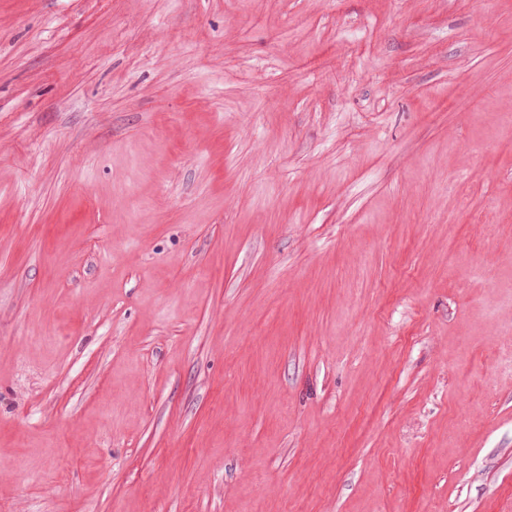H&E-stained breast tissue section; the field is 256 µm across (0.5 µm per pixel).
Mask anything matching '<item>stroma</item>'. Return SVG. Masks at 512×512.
<instances>
[{
  "label": "stroma",
  "mask_w": 512,
  "mask_h": 512,
  "mask_svg": "<svg viewBox=\"0 0 512 512\" xmlns=\"http://www.w3.org/2000/svg\"><path fill=\"white\" fill-rule=\"evenodd\" d=\"M512 0H0V512H512Z\"/></svg>",
  "instance_id": "stroma-1"
}]
</instances>
